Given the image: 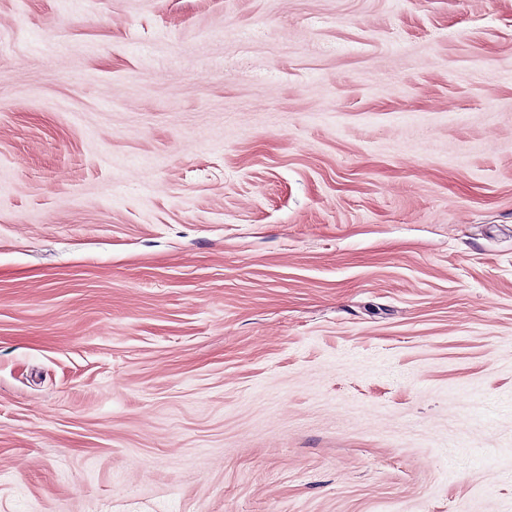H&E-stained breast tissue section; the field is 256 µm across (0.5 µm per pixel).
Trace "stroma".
Returning <instances> with one entry per match:
<instances>
[{
    "label": "stroma",
    "instance_id": "35a3bbf8",
    "mask_svg": "<svg viewBox=\"0 0 512 512\" xmlns=\"http://www.w3.org/2000/svg\"><path fill=\"white\" fill-rule=\"evenodd\" d=\"M0 512H512V0H0Z\"/></svg>",
    "mask_w": 512,
    "mask_h": 512
}]
</instances>
